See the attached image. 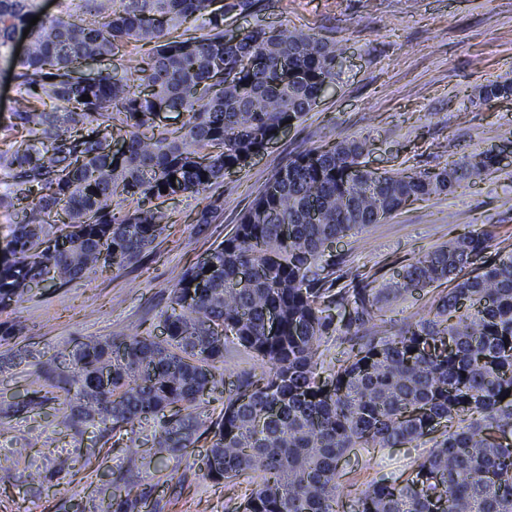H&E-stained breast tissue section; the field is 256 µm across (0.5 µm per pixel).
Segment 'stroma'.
Returning <instances> with one entry per match:
<instances>
[{
    "label": "stroma",
    "mask_w": 512,
    "mask_h": 512,
    "mask_svg": "<svg viewBox=\"0 0 512 512\" xmlns=\"http://www.w3.org/2000/svg\"><path fill=\"white\" fill-rule=\"evenodd\" d=\"M226 29L286 25L342 51L332 88L248 167L224 177V210L199 224L203 195L165 201L173 224L141 263L122 272L89 274L66 287L43 285L0 312L25 325L0 340V465L15 482L0 485V512H104L122 475L132 473L141 512H242L248 481L216 484L196 460L210 445L199 438L178 461L159 460L150 438L162 424L148 418L125 431L73 427L60 398L47 397L24 350L51 356L91 336H161L179 276L221 243L271 175L296 151L366 138L363 157L379 170H439L472 155L512 148V95L478 97L492 81L512 80V0H260L243 11L234 0ZM491 230L512 251V157L461 182L453 193L407 202L392 218L330 244L346 269L390 287L404 265L461 234ZM44 397L29 408L32 394ZM426 440L408 448H353L341 461L344 499L380 475L397 476Z\"/></svg>",
    "instance_id": "1"
}]
</instances>
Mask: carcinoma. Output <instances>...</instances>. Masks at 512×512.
<instances>
[{
    "mask_svg": "<svg viewBox=\"0 0 512 512\" xmlns=\"http://www.w3.org/2000/svg\"><path fill=\"white\" fill-rule=\"evenodd\" d=\"M213 3L84 0L81 14L64 11L31 28L35 0H0V59L17 69L13 126L28 135L0 150V209L17 219L0 258V312L35 284L62 286L141 262L171 224L159 201L223 183L335 83V46L274 25L230 34L224 8ZM187 22L203 34H190ZM26 29L17 56L14 41ZM132 42L148 51L122 74L86 73L89 61H110ZM511 93V83L496 82L480 98ZM166 112L186 120L166 129L158 124ZM364 152L354 138L289 159L207 265L174 284L164 339L149 331L97 336L36 359L39 370L58 373L53 388L64 393L67 422L116 431L160 415L151 450L175 460L212 434L198 470L216 483L255 476L244 512H512V443L498 441L512 437V251L489 255V230L458 235L376 292L325 258L330 242L410 200L454 192L493 168L496 156L438 171L377 172ZM115 197L130 207L113 208ZM221 212L216 198L195 222L211 224ZM245 267L253 275L243 286ZM445 283L451 288L432 297L425 316L391 336L359 335L374 325L379 304ZM333 305L349 307L338 330L355 344L324 377L319 348ZM229 342L262 371L229 393L223 417L209 423L198 409L224 387ZM425 437L433 446L407 477L382 476L345 507L338 479L347 449L402 448ZM133 489L123 480L107 508L137 512Z\"/></svg>",
    "mask_w": 512,
    "mask_h": 512,
    "instance_id": "1",
    "label": "carcinoma"
}]
</instances>
